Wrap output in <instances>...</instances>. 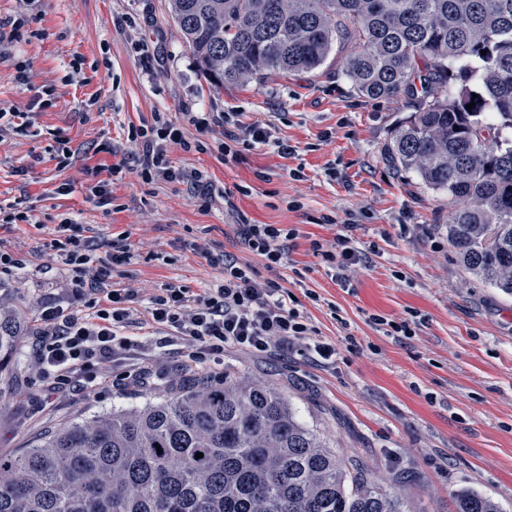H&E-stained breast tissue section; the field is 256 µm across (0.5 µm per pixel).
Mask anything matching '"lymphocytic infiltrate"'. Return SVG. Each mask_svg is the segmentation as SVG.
Instances as JSON below:
<instances>
[{
  "label": "lymphocytic infiltrate",
  "mask_w": 512,
  "mask_h": 512,
  "mask_svg": "<svg viewBox=\"0 0 512 512\" xmlns=\"http://www.w3.org/2000/svg\"><path fill=\"white\" fill-rule=\"evenodd\" d=\"M187 120L199 129L223 128L219 149L228 157L260 147L282 155L295 152L268 124L243 126L226 112H191ZM132 136L142 144L136 159L141 178L194 182V175L170 164L169 146L184 147L188 141L182 125L167 113H153L151 124L133 129ZM57 231L51 246L65 257L73 298L38 310L39 339L31 353V369L43 382L45 398H52L61 384L88 395L96 393L118 361L141 349V341L123 334L136 323L155 328L162 343H188L190 361L205 376L228 348L263 354L302 345L315 365L327 367L335 361V345L316 339V330L299 312L295 295L273 280L258 284L253 270L231 254L219 257L224 277L208 288L194 292L168 283L144 298L119 283L122 267L132 260L127 245L88 236L83 225L69 218L58 224ZM237 233L242 245L261 256L271 270L289 262L297 237L296 230L277 224L244 223ZM313 249L343 285L350 267L368 261L366 252L348 235L336 236L331 248L317 243Z\"/></svg>",
  "instance_id": "lymphocytic-infiltrate-1"
}]
</instances>
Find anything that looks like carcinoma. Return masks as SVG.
I'll list each match as a JSON object with an SVG mask.
<instances>
[{
	"label": "carcinoma",
	"instance_id": "carcinoma-1",
	"mask_svg": "<svg viewBox=\"0 0 512 512\" xmlns=\"http://www.w3.org/2000/svg\"><path fill=\"white\" fill-rule=\"evenodd\" d=\"M171 3L216 84L312 72L339 43L350 45L342 70L359 94L417 98L387 155L448 196V243L463 267L512 295V0ZM22 329L20 309H4L0 362ZM0 512L411 510L298 421L280 391L226 373L220 387L72 423L0 455ZM457 512L500 510L470 493Z\"/></svg>",
	"mask_w": 512,
	"mask_h": 512
}]
</instances>
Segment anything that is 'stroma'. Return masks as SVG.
I'll list each match as a JSON object with an SVG mask.
<instances>
[{"label": "stroma", "mask_w": 512, "mask_h": 512, "mask_svg": "<svg viewBox=\"0 0 512 512\" xmlns=\"http://www.w3.org/2000/svg\"><path fill=\"white\" fill-rule=\"evenodd\" d=\"M0 17L23 21L22 38L0 30V110L27 112V130L0 128V211L28 208L40 225H0V247L27 262L23 278L0 276V301L26 323L0 374V453L43 432L186 392L185 344L151 346L143 366L165 374L136 386L126 363L96 395L59 385L44 400L29 366L41 304L68 295L66 270L49 250L69 217L103 240L124 238L133 254L122 284L199 290L224 276L209 254L228 252L251 265L258 282L278 281L299 310L336 345V363H311L302 347L251 355L225 349L224 368L279 389L299 420L342 457L363 462L375 484L413 512H456L475 491L512 512V296L469 274L448 243V199L384 153L396 127L415 112L411 98L371 99L344 76L340 53L316 71L272 73L219 86L201 73L170 13V0H0ZM27 67L25 80L17 64ZM52 90V107L35 102ZM168 113L204 150L171 146L179 170L199 173L213 199L202 205L190 184L142 181L131 164L141 144L130 127ZM190 112H230L241 124H273L295 146L224 159L221 131L198 132ZM73 151L59 165L58 137ZM110 151H102V144ZM124 163L119 176L113 164ZM300 170L292 178L291 170ZM110 183L100 207L89 187ZM68 194H58L61 184ZM300 209L293 210L289 201ZM296 229L290 262L268 270L240 244L236 226ZM351 235L369 262L351 267L349 287L332 280L312 242ZM207 252H199V245ZM315 299H308L306 291ZM383 324H374V317ZM408 322L391 336L385 321Z\"/></svg>", "instance_id": "35a3bbf8"}]
</instances>
